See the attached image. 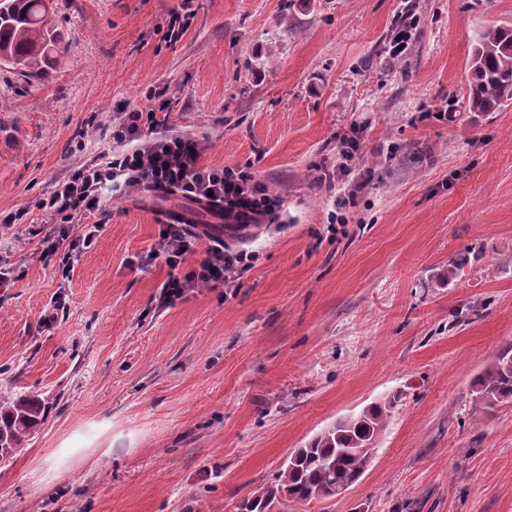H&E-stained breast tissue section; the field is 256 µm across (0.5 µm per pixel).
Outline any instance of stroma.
I'll return each mask as SVG.
<instances>
[{
    "label": "stroma",
    "instance_id": "obj_1",
    "mask_svg": "<svg viewBox=\"0 0 512 512\" xmlns=\"http://www.w3.org/2000/svg\"><path fill=\"white\" fill-rule=\"evenodd\" d=\"M55 2L62 65L37 89L0 74V214L27 212L0 224V396L46 405L0 463V512H238L294 448L395 390L362 481L281 512H512V404L473 387L512 352V104L467 108L475 37L512 26V0H193L175 41L176 0ZM150 88L168 132L280 201L229 241L250 269L174 302L149 253L190 209L179 195L105 189L107 226L69 281L40 246L37 201L122 153L112 122Z\"/></svg>",
    "mask_w": 512,
    "mask_h": 512
}]
</instances>
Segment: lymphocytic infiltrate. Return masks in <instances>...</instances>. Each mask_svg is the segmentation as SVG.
Here are the masks:
<instances>
[{
  "instance_id": "obj_1",
  "label": "lymphocytic infiltrate",
  "mask_w": 512,
  "mask_h": 512,
  "mask_svg": "<svg viewBox=\"0 0 512 512\" xmlns=\"http://www.w3.org/2000/svg\"><path fill=\"white\" fill-rule=\"evenodd\" d=\"M169 109L164 91H152L144 107L122 113L112 127V138L132 148L105 163H86L58 180L38 207L52 228L41 241V253L58 257L62 279H69L75 257L91 250L107 222L100 191L110 182L125 187L180 193L203 202L224 217L263 215L275 199L254 177L230 167H210L202 160L199 142L182 137H159L162 116ZM151 138H144V131ZM196 235L188 224H167L159 232L153 253L163 256L170 268L180 267L193 254ZM253 259L246 251L232 252L223 238H214L197 267L183 276L170 277L163 285L168 298L178 299L192 288H223L247 270Z\"/></svg>"
}]
</instances>
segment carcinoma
Instances as JSON below:
<instances>
[{"instance_id":"carcinoma-1","label":"carcinoma","mask_w":512,"mask_h":512,"mask_svg":"<svg viewBox=\"0 0 512 512\" xmlns=\"http://www.w3.org/2000/svg\"><path fill=\"white\" fill-rule=\"evenodd\" d=\"M54 0H0V72L30 87L57 68L62 34L54 26ZM512 102V27L490 26L474 42L468 74V107L490 112ZM477 399L488 408L512 403V354L501 353L475 382ZM403 399L392 391L337 419L295 450L275 480L252 491L239 512H276L285 500L296 503L331 499L336 489L359 483L367 470L357 449L376 444L388 430ZM45 418L39 399L0 396V461L28 443Z\"/></svg>"}]
</instances>
